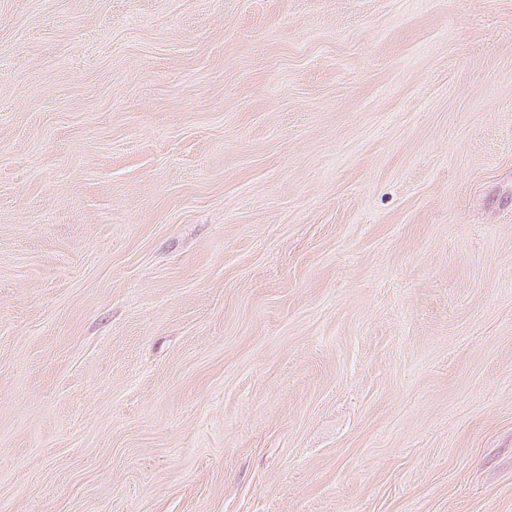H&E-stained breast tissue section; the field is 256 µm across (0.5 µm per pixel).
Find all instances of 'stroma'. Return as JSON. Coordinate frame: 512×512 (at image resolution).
<instances>
[{
  "label": "stroma",
  "mask_w": 512,
  "mask_h": 512,
  "mask_svg": "<svg viewBox=\"0 0 512 512\" xmlns=\"http://www.w3.org/2000/svg\"><path fill=\"white\" fill-rule=\"evenodd\" d=\"M0 512H512V0H0Z\"/></svg>",
  "instance_id": "35a3bbf8"
}]
</instances>
